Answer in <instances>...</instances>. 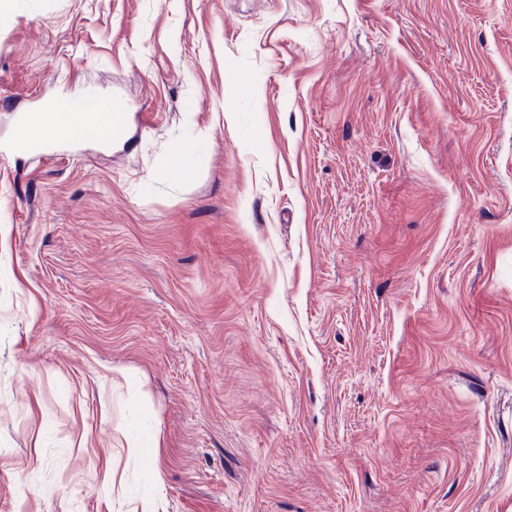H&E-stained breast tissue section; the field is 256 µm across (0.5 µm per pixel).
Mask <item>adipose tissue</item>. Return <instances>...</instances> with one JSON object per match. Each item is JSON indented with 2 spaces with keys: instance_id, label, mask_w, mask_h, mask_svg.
I'll use <instances>...</instances> for the list:
<instances>
[{
  "instance_id": "obj_1",
  "label": "adipose tissue",
  "mask_w": 512,
  "mask_h": 512,
  "mask_svg": "<svg viewBox=\"0 0 512 512\" xmlns=\"http://www.w3.org/2000/svg\"><path fill=\"white\" fill-rule=\"evenodd\" d=\"M115 108L108 99L80 105L68 98H57L44 112L33 116L23 127L24 138L45 142L77 136H98L108 127L109 115Z\"/></svg>"
}]
</instances>
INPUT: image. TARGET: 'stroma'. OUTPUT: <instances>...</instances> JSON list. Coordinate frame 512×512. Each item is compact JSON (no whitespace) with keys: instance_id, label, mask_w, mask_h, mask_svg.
<instances>
[{"instance_id":"obj_1","label":"stroma","mask_w":512,"mask_h":512,"mask_svg":"<svg viewBox=\"0 0 512 512\" xmlns=\"http://www.w3.org/2000/svg\"><path fill=\"white\" fill-rule=\"evenodd\" d=\"M60 97L127 122L0 148V512H512V0H0V145Z\"/></svg>"}]
</instances>
